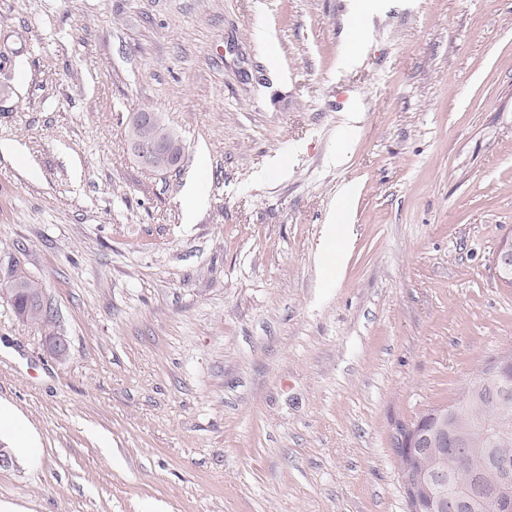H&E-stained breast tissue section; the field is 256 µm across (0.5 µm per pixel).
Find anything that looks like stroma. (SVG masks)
<instances>
[{"label":"stroma","mask_w":512,"mask_h":512,"mask_svg":"<svg viewBox=\"0 0 512 512\" xmlns=\"http://www.w3.org/2000/svg\"><path fill=\"white\" fill-rule=\"evenodd\" d=\"M389 2L356 42L348 0H0V280L19 260L54 315L0 293L34 442L0 430V503L407 512L392 424L512 349V0ZM141 108L177 169L133 157Z\"/></svg>","instance_id":"obj_1"}]
</instances>
